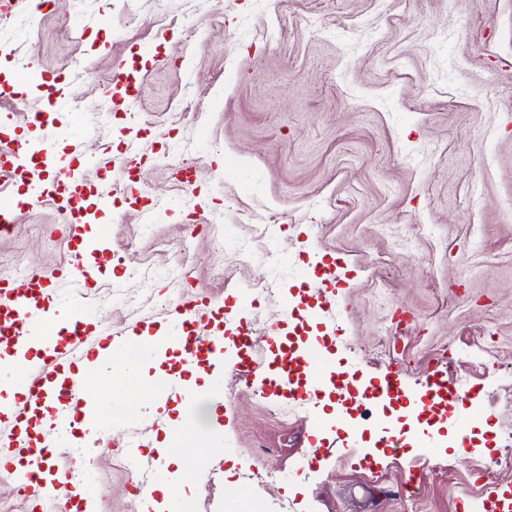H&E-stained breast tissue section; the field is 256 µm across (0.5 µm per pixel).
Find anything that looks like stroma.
Listing matches in <instances>:
<instances>
[{"label":"stroma","instance_id":"1","mask_svg":"<svg viewBox=\"0 0 512 512\" xmlns=\"http://www.w3.org/2000/svg\"><path fill=\"white\" fill-rule=\"evenodd\" d=\"M135 59L139 95L106 94L113 62ZM0 84L13 93L0 99L9 137L55 133L60 153L102 167L127 150L142 160L141 205L120 196L99 214L100 271L65 276L59 307L82 290L101 330L138 319L178 335L167 308L181 284L159 271L180 263L196 299L228 305L226 332L254 324L263 361L276 349L268 326L288 325L328 253L344 282L332 313L305 324L310 344L341 338L327 373L373 381L397 358L416 391L440 362L472 395L414 423L391 452L385 406L307 399L283 422L228 371L162 408L169 367L152 343L118 351L128 385L78 367L71 382L112 440L84 439L94 456L79 484L97 512H147L137 474L156 486L159 512L186 498L197 512H472L512 489L489 467L512 448V0H56L46 13L0 10ZM38 111L39 133L27 119ZM179 165L193 167L196 193L179 186ZM62 222L48 204L19 212L0 237V279L77 266ZM246 224L276 227L252 234L251 263L238 254ZM266 256L272 294L253 285ZM180 427L193 442L174 463L155 445Z\"/></svg>","mask_w":512,"mask_h":512}]
</instances>
